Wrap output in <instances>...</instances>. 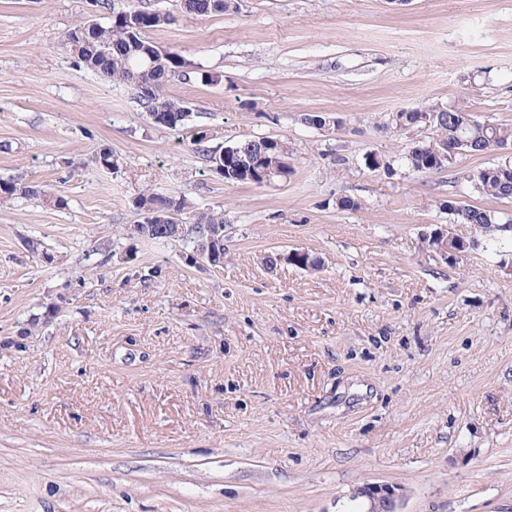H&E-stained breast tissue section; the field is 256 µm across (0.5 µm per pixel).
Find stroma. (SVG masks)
Returning a JSON list of instances; mask_svg holds the SVG:
<instances>
[{
    "label": "stroma",
    "mask_w": 512,
    "mask_h": 512,
    "mask_svg": "<svg viewBox=\"0 0 512 512\" xmlns=\"http://www.w3.org/2000/svg\"><path fill=\"white\" fill-rule=\"evenodd\" d=\"M117 2L169 13L148 39L210 74L164 85L185 126L77 68L93 0H0V179L66 201L0 205V512H368L367 484L399 512H512V237L443 206L512 200L468 187L495 156L416 173L432 130L386 127L461 102L512 125V0ZM200 131L286 140L291 174L225 183ZM147 189L223 211V264L133 235ZM440 226L470 248L433 251ZM231 0H184L183 9L189 16L202 17L211 14H224L237 8V1ZM398 489L393 486H365L359 489L358 495L365 497L370 502L368 512H399L396 510L397 501L400 498Z\"/></svg>",
    "instance_id": "obj_1"
}]
</instances>
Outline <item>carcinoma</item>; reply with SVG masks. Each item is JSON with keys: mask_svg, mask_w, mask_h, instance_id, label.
<instances>
[{"mask_svg": "<svg viewBox=\"0 0 512 512\" xmlns=\"http://www.w3.org/2000/svg\"><path fill=\"white\" fill-rule=\"evenodd\" d=\"M96 6L112 12L108 21L81 22L68 32L67 45L80 67L111 82L134 85L139 105L149 116L163 118L182 111L184 105L164 93V83L171 74L183 72L191 64L178 54L160 51L146 38V32L169 25L170 15L161 10H117L109 0H96ZM183 9L189 16L202 17L234 10L236 4L233 0H183ZM427 126L434 130L435 137L429 143L414 146L402 157L407 168L418 173L452 169L466 155L497 153L502 155L499 161L472 175V189L496 199H512V178L506 176L505 171V167H512V157L503 154V150L512 145L511 126L479 121L462 103L447 107L445 112L440 106L402 109L392 115L390 122V128L396 131ZM460 139L471 142L463 154L454 153L442 158L433 151L435 146L453 144ZM230 150L228 157L224 156L222 147L213 152L214 165L224 169L223 179L228 184L254 183V172L245 163L249 158L264 161L266 166L277 170L282 179L291 173L286 163L288 146L282 140L273 142L259 137L238 143ZM15 199L40 200L59 208L65 205L63 198L54 199L17 179L0 180V201L6 203ZM134 206L140 212L141 224L155 215L168 211L183 215L189 209L185 198L153 191L140 194L134 200ZM444 206L458 223L469 224L490 239L503 231V223L512 222L502 220L495 211L469 204L457 205L451 199ZM211 232L224 233V212L194 211L190 222L181 231L170 233L156 229L145 238L194 244Z\"/></svg>", "mask_w": 512, "mask_h": 512, "instance_id": "obj_1", "label": "carcinoma"}]
</instances>
